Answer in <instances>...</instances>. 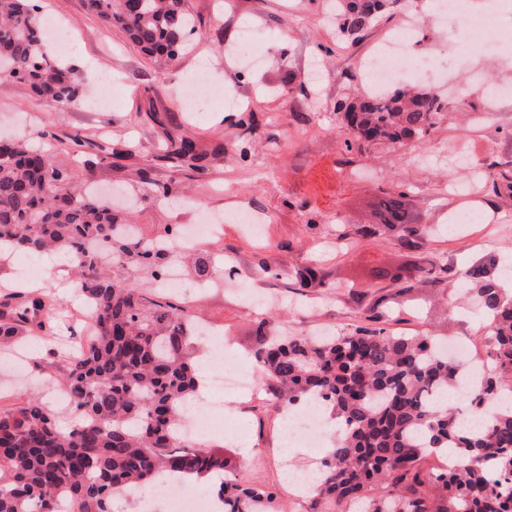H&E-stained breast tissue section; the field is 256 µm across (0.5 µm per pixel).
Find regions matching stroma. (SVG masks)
I'll use <instances>...</instances> for the list:
<instances>
[{
    "label": "stroma",
    "instance_id": "stroma-1",
    "mask_svg": "<svg viewBox=\"0 0 512 512\" xmlns=\"http://www.w3.org/2000/svg\"><path fill=\"white\" fill-rule=\"evenodd\" d=\"M44 2L43 16L74 35L66 61L76 70L81 94L60 105L38 98L25 82L0 84V135L45 131L37 146L70 169L76 182L90 179L101 189L122 190L116 206L145 239L169 225L194 223L184 206L188 200L219 215L240 208L267 215L263 240L225 224L221 236L196 243L197 263L182 270L189 282L198 279L201 265L212 276L236 281V289L211 288L187 305L194 322L223 332L229 356L251 364L253 331L263 318L294 334L326 327L346 333L372 324L397 336H455L482 349L478 309L454 307L453 300L468 268L512 255V191L477 186L472 203L485 223L452 232L447 215L455 198L447 182L465 181L474 170L512 180V101L501 106L492 124L476 121L471 112L489 86L512 81V44L495 56L477 51L459 59L451 24L428 21L434 0H399L354 43L338 39L328 19L331 0H188L195 18L190 49L162 76L123 30L105 26L88 11L85 0ZM414 13L427 19L417 35L418 51L453 70L467 83L470 98L449 95L448 110L427 139L346 149L334 105L365 92L362 56L383 43L400 17ZM247 26L266 38L258 68L227 53ZM203 65L214 86L236 97V104L201 110L190 105L188 86ZM314 65L320 78L310 75ZM104 75L115 83V102L110 110L94 112L88 104ZM288 81L294 87L289 94L282 90ZM245 111L255 118L249 129L239 122ZM75 133L106 146L108 164L88 168L85 155L66 142ZM181 135L193 137L205 153L199 167L178 168L167 159L170 138ZM219 144L224 152L217 155L213 149ZM165 186L170 194L164 199ZM398 191L406 194L413 225L435 230L420 249L406 248L392 234L361 232L375 221L374 202ZM339 234L345 247H330L329 239ZM423 261L451 269L452 277L404 291L375 276L379 269L398 271L415 284ZM303 267L320 273L322 287L298 288L295 272ZM75 280L72 274L45 280L62 312L47 321L43 339L69 336L63 311L81 303ZM281 420L280 406L259 392L248 430H241L238 412L228 409L221 431L205 443L223 450L247 481L275 492L279 512H312L311 498L290 495L285 472L316 468L324 451L286 448Z\"/></svg>",
    "mask_w": 512,
    "mask_h": 512
}]
</instances>
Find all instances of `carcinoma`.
<instances>
[{
    "instance_id": "cac0c4a2",
    "label": "carcinoma",
    "mask_w": 512,
    "mask_h": 512,
    "mask_svg": "<svg viewBox=\"0 0 512 512\" xmlns=\"http://www.w3.org/2000/svg\"><path fill=\"white\" fill-rule=\"evenodd\" d=\"M105 23L163 69L185 50L194 29L187 0H87ZM388 0H336L337 34L358 40L387 9ZM28 83L43 99L68 104L79 87L73 69L48 50L28 0H0V71ZM445 110L428 88L366 93L336 103L350 149L356 142L399 146L427 137ZM168 159L195 168L196 141H170ZM405 193L378 198L380 223L369 235L400 232L407 248L430 235L411 226ZM74 255L76 288L91 307L97 339L74 358L62 357L59 378L80 419L67 432L57 413L31 397L0 408V512H111L116 494L130 495L163 475L217 476L213 495L222 512H277L275 495L226 469L224 452L193 444L181 433V405L197 391L199 348L182 301L146 295L103 266L162 277L172 251L143 241L112 206L72 183L28 138L0 139V257L46 249ZM488 321L492 366L469 408L491 410L486 428L465 431L454 409L431 402L453 389L461 369L441 355L433 336L389 335L358 326L339 336H283L262 319L254 330L260 382L272 400L290 408L321 399L335 420L313 495L349 512H512V410L499 399L512 392V295L492 268L466 273ZM10 319L0 322V346L24 327L44 328L42 295L15 285ZM458 448L455 471H427L424 461Z\"/></svg>"
}]
</instances>
